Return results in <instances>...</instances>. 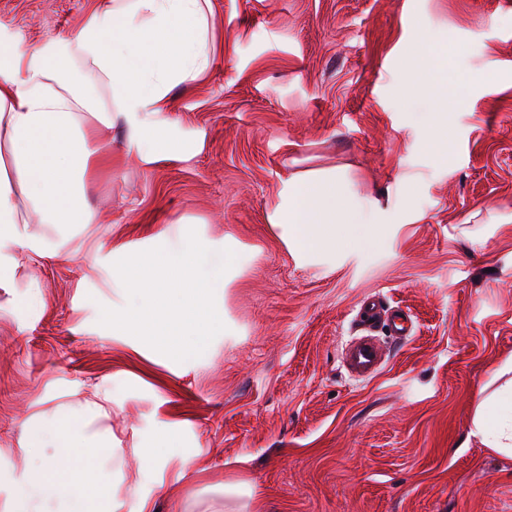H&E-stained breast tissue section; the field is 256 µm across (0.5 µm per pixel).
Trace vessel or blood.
Here are the masks:
<instances>
[{
  "label": "vessel or blood",
  "mask_w": 512,
  "mask_h": 512,
  "mask_svg": "<svg viewBox=\"0 0 512 512\" xmlns=\"http://www.w3.org/2000/svg\"><path fill=\"white\" fill-rule=\"evenodd\" d=\"M360 317L366 331L353 337L342 347L341 365L349 377L368 379L380 373L387 356L381 338L372 334V327L383 324L391 335L399 339L409 336L410 329L405 315L387 312L382 302L375 298L363 301Z\"/></svg>",
  "instance_id": "1"
}]
</instances>
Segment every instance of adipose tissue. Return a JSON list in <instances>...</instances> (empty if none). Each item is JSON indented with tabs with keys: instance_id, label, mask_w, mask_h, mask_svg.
<instances>
[{
	"instance_id": "obj_1",
	"label": "adipose tissue",
	"mask_w": 512,
	"mask_h": 512,
	"mask_svg": "<svg viewBox=\"0 0 512 512\" xmlns=\"http://www.w3.org/2000/svg\"><path fill=\"white\" fill-rule=\"evenodd\" d=\"M208 0H95L66 39L40 46L0 49V288L10 287V252L25 247L30 260L51 242L31 236L25 207L55 227L86 224L84 182L103 148L96 126L124 124L128 144L145 161L165 155L164 139L150 133V115L170 111L172 84L199 80L215 48L205 11ZM94 66L111 98L93 102L64 77L62 63ZM267 221L289 249L313 264L334 262L337 250L364 249L385 218L378 203L360 194L351 175L333 167L311 169L282 181ZM494 399L495 412L477 406L470 434L512 455V362ZM122 401L108 383L49 416L24 422V453L32 464L21 474L0 471L10 496L6 512H152L143 488L152 471L125 477L115 470L111 488L92 481L87 460L115 448L111 429L99 428Z\"/></svg>"
}]
</instances>
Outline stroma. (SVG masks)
<instances>
[{
	"label": "stroma",
	"mask_w": 512,
	"mask_h": 512,
	"mask_svg": "<svg viewBox=\"0 0 512 512\" xmlns=\"http://www.w3.org/2000/svg\"><path fill=\"white\" fill-rule=\"evenodd\" d=\"M92 0H0V31L36 46L74 32ZM205 76L174 85L169 152L146 165L121 126L85 183L89 224L55 234L40 263L14 253L0 288V468L29 465L23 422L108 381L132 444L174 431L172 480L154 465L156 512H209L225 480L256 483L260 512H512V456L471 437L478 402L512 359V0H210ZM496 25H488L490 17ZM426 43L456 108L438 155L428 97L403 102L406 55ZM335 165L388 221L335 265L300 262L268 224L285 178ZM247 263L224 289L229 335L181 363L99 323L125 302L112 251L145 250L178 222ZM376 294L407 311L388 360L349 378L342 345ZM31 312L17 315L29 297Z\"/></svg>",
	"instance_id": "1"
}]
</instances>
